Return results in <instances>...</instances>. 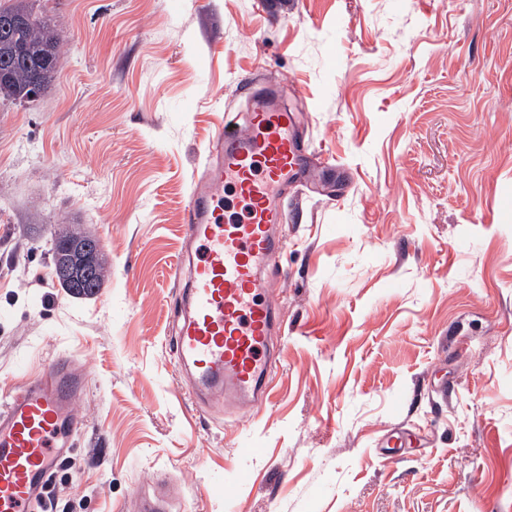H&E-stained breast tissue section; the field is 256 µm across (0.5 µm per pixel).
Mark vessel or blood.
Wrapping results in <instances>:
<instances>
[{"mask_svg": "<svg viewBox=\"0 0 512 512\" xmlns=\"http://www.w3.org/2000/svg\"><path fill=\"white\" fill-rule=\"evenodd\" d=\"M247 115L225 111L209 141L185 211L182 253L171 276L183 303L170 350L195 408L234 407L271 395L279 361L277 307L262 272L285 243L288 198L315 155L296 113L273 89L249 95ZM88 391L68 356L0 399V512H41L51 478L81 429L76 408ZM157 476L140 512H166Z\"/></svg>", "mask_w": 512, "mask_h": 512, "instance_id": "obj_1", "label": "vessel or blood"}]
</instances>
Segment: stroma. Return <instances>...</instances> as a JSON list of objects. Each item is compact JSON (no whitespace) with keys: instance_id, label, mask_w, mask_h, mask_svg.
<instances>
[{"instance_id":"35a3bbf8","label":"stroma","mask_w":512,"mask_h":512,"mask_svg":"<svg viewBox=\"0 0 512 512\" xmlns=\"http://www.w3.org/2000/svg\"><path fill=\"white\" fill-rule=\"evenodd\" d=\"M51 88L0 100V392L89 381L56 512H512V0H37ZM328 157L271 260L269 403L179 389L168 273L204 150L256 82ZM84 225L101 293L55 281ZM95 236L91 231L85 230H77L71 226V224H56L54 225L53 231L51 232V256H52V264L54 267L55 275L58 279L59 286L63 288V290L71 297L76 299H92L96 297L105 283L108 280V260L103 251L102 245H100L99 252L96 257V264L93 261V257L95 255V250H92L93 243L89 244V246L85 247V252L89 253L87 257L84 259L83 270L81 274H83L82 282L85 284L88 282L91 277L96 274L98 268V275L94 282L86 285L82 288V291H78L76 288L68 285L67 282L61 279L62 271L70 265L73 260V255H71L72 251L74 252L81 242L87 238ZM68 244L70 246V251L63 249L62 244ZM61 280L67 284V288L64 287ZM76 295H84L85 298H79ZM169 495V485L166 478L163 475H158L152 494L140 500V512H167Z\"/></svg>"}]
</instances>
